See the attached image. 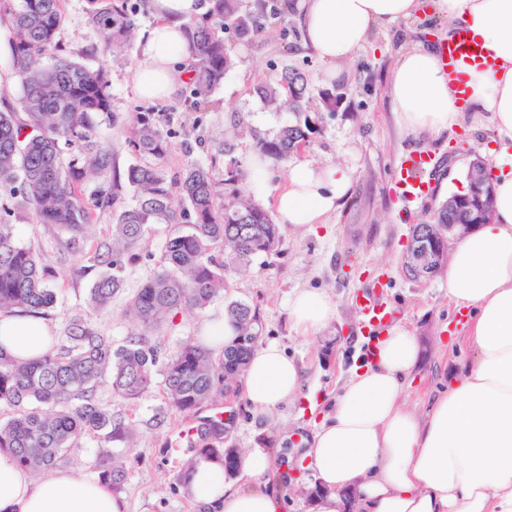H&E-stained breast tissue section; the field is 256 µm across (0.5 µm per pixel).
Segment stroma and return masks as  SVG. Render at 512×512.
I'll return each instance as SVG.
<instances>
[{
    "label": "stroma",
    "mask_w": 512,
    "mask_h": 512,
    "mask_svg": "<svg viewBox=\"0 0 512 512\" xmlns=\"http://www.w3.org/2000/svg\"><path fill=\"white\" fill-rule=\"evenodd\" d=\"M86 9V0H63L64 20L57 35L61 55L92 67L105 66L109 91L123 119L145 109L158 113L170 132V172L198 164L222 177L224 139L236 117L245 130L233 140L234 155L246 162L255 152L256 136L274 133L292 118L291 112L265 109L252 87L275 81L282 66L290 64L307 76L311 97L328 90L340 95L341 102L335 111L311 113L316 133L310 149L293 155L291 162L273 164L270 184L283 182L290 163L302 161L342 164L352 169L353 178L347 200L328 223L311 230L282 225L275 253L256 257L246 275L230 276L228 291L205 309L181 312L152 333L161 356L166 357L185 342L202 341L206 321L223 313L228 301L245 302L260 314L262 342H277L302 367L300 399L279 406L268 417L252 408L242 383L237 382L233 395L203 407L191 418L168 408L163 365L154 368L151 392L132 403L114 394L106 379L98 384L96 397L130 424L133 442L112 443L99 434L86 435L63 467L95 474L99 459L108 455L123 468L118 493L126 499L128 512H200L180 481L196 457L183 432L196 418L210 416L220 407L231 416L226 424L227 447L242 452L256 446L272 449L279 462L275 475L284 486V512H313L309 492L317 482L305 466L311 434L353 367L365 358L368 337L355 308L356 289L380 285L393 321L406 323L419 340L422 360L407 391L409 406L424 408L446 388L449 376L475 357L474 348L459 341L460 315L448 299L443 275L411 281L402 270V257L412 226L427 220L434 207L456 191L473 153L490 143L491 121L483 119L477 128L463 122L438 139L410 135L397 123L387 96L396 58L418 44L439 42L447 33L446 26L423 15L376 30L364 49L345 62L346 78L334 81L324 77L312 54L286 49L284 41L265 34L250 42L228 38L238 65L208 103L197 106L185 87L167 100L139 96L131 79L134 49L104 52L105 34L87 22ZM411 150L432 153L434 163L426 175L434 189L408 204L395 194L393 185L400 158ZM114 222L113 208L94 210L86 240L79 249L68 250L52 232L33 224L28 212L11 209L8 191L0 189V224L13 225L17 241L57 272L56 303L46 315L54 338L65 336L74 313L87 307L90 289L105 271L94 252L111 240ZM170 232L169 225H152L140 260L119 271L122 286L111 307L92 313V325L111 336L114 344L126 343L137 334V326L123 311L157 270ZM301 289L327 292L336 302V318L319 336L296 333L288 320V304Z\"/></svg>",
    "instance_id": "1"
}]
</instances>
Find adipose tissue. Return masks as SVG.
<instances>
[{
	"mask_svg": "<svg viewBox=\"0 0 512 512\" xmlns=\"http://www.w3.org/2000/svg\"><path fill=\"white\" fill-rule=\"evenodd\" d=\"M147 7L155 24L137 42L133 83L142 97L168 98L194 61L183 25L204 7L201 0H148ZM428 12L449 32L466 27L494 65L465 67L459 78L443 68L434 46L406 50L388 89L400 125L437 137L466 114L487 112L495 142L511 145L512 0H302L295 19L333 80L374 29ZM351 183L348 168L297 163L274 188L273 208L280 223L310 230L341 208ZM491 183V221L458 239L444 270L449 300L469 313L462 334L474 360L425 411L410 408L404 394L421 348L405 323L388 327L312 435L308 466L322 488L316 512H340L344 491L356 493L359 512H512V167L495 165ZM288 317L296 332L318 336L335 319L336 303L302 289ZM53 342L43 320L0 316V347L12 357L45 353ZM244 387L253 409L268 414L301 396L302 369L268 343L254 350ZM272 467L268 449L250 450L240 469L254 483L238 486L227 481L221 460L201 456L185 490L220 512H281ZM0 512H126V504L101 477L61 470L35 482L0 453Z\"/></svg>",
	"mask_w": 512,
	"mask_h": 512,
	"instance_id": "1",
	"label": "adipose tissue"
}]
</instances>
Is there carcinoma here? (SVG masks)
<instances>
[{
  "label": "carcinoma",
  "instance_id": "carcinoma-1",
  "mask_svg": "<svg viewBox=\"0 0 512 512\" xmlns=\"http://www.w3.org/2000/svg\"><path fill=\"white\" fill-rule=\"evenodd\" d=\"M63 0H0V14L9 17L15 39L12 72L20 84L16 104L0 111V187L9 189L13 205L32 214L33 223L65 237L75 249L91 223V208L84 185L100 178L95 206L115 205L123 188L133 191L134 203L123 207L112 225L111 255L96 253V260L112 269L140 259L143 237L153 224H172L161 264L154 277L131 298L127 313L141 333L126 344L114 346L112 338L91 326L86 315H75L66 336L50 350L31 360H19L0 348V406L12 409L0 421V451L8 453L24 470L44 472L58 467L81 439L97 433L113 442L128 437L125 418L112 413L95 397L103 377L113 392L136 401L153 388V368L158 348L150 333L187 308L204 309L228 288V275L246 270L258 255L277 251L280 229L264 207L256 203L232 144L224 141L230 156L218 180L199 165L170 175L165 159L169 133L153 112H139L130 128H121L124 143L139 161L124 176L114 172L112 148L100 143L98 117L117 123L104 67L91 68L56 54V33L63 19ZM88 20L102 29L108 45H129L140 4L132 0H87ZM207 11L190 19L185 28L196 49L191 96L204 104L222 85L236 64L224 34L249 40L262 33L287 36L283 27L290 0H207ZM52 59L46 64L45 59ZM253 92L272 110L296 114L309 111L312 100L308 80L295 67L282 68L279 79L260 82ZM309 118L280 127L260 138L259 154L275 162L288 160L312 142ZM469 218L444 200L433 219L421 228L423 242L442 252L432 274L445 269L448 250L442 228L465 224ZM52 268L42 266L31 249L17 242L14 225L0 224V315L22 313L39 316L51 308L56 294L50 287ZM121 288L115 274H104L90 292L94 311L108 308ZM225 315L236 323V343L215 353L205 343H187L165 363L167 405L188 416L228 396L230 385L241 377L257 347L261 323L249 305L230 301ZM197 454L216 457L231 474L237 460L224 449V422L209 419L186 432ZM101 477L115 490L123 471L112 459L99 461Z\"/></svg>",
  "mask_w": 512,
  "mask_h": 512
}]
</instances>
